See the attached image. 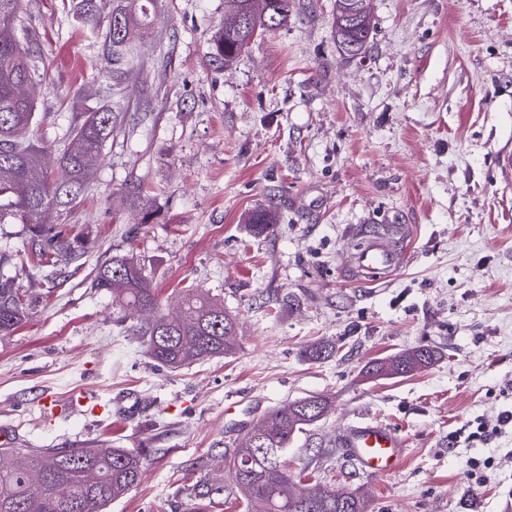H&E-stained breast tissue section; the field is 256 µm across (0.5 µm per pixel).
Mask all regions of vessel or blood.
<instances>
[{
	"mask_svg": "<svg viewBox=\"0 0 512 512\" xmlns=\"http://www.w3.org/2000/svg\"><path fill=\"white\" fill-rule=\"evenodd\" d=\"M405 264V255L395 240L385 234L368 236L352 254L348 270L363 283H376L393 276ZM354 463L363 471L384 476L396 471L404 457L405 444L387 426L362 422L348 427L343 434Z\"/></svg>",
	"mask_w": 512,
	"mask_h": 512,
	"instance_id": "obj_1",
	"label": "vessel or blood"
}]
</instances>
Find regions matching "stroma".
Returning a JSON list of instances; mask_svg holds the SVG:
<instances>
[{
  "label": "stroma",
  "instance_id": "stroma-1",
  "mask_svg": "<svg viewBox=\"0 0 512 512\" xmlns=\"http://www.w3.org/2000/svg\"><path fill=\"white\" fill-rule=\"evenodd\" d=\"M296 2L286 25L224 64L212 37L225 0H157L116 82L68 0H24L46 70L31 91L34 136L50 161L102 105L99 86L111 85L122 122L87 188L52 213L80 236V263L40 267L24 225L0 224V275L30 312L0 335V426L28 448L141 454V482L110 512H198L199 478L230 494L210 512H248L219 451L269 408L319 394L327 411L290 444V471L363 493L371 512H512V430L448 440L512 407V183L497 167L512 151V0H372L360 58L336 44L334 0ZM267 207L280 222L255 235L248 218ZM384 224L407 225L406 265L353 281L352 230ZM123 254L166 313L188 286L223 302L235 350L179 370L152 360L111 293L91 286ZM318 343L333 353L306 359ZM415 346L439 360L366 377ZM79 391L98 409H71ZM358 420L404 440L395 473L350 459L339 433ZM488 456L496 465L474 486L465 462Z\"/></svg>",
  "mask_w": 512,
  "mask_h": 512
}]
</instances>
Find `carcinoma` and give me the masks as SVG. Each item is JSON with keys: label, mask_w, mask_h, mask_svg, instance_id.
Returning <instances> with one entry per match:
<instances>
[{"label": "carcinoma", "mask_w": 512, "mask_h": 512, "mask_svg": "<svg viewBox=\"0 0 512 512\" xmlns=\"http://www.w3.org/2000/svg\"><path fill=\"white\" fill-rule=\"evenodd\" d=\"M154 0H127L112 6L101 17L97 0H78L74 9L82 21L100 33L108 46L110 63L132 59L135 38L150 20ZM239 21L224 25L213 40V57L224 64L233 61L253 36L273 31L288 22L295 0H226ZM354 0H335L333 25L340 46L366 52L372 24L350 20ZM24 27L23 0H0V223L26 225L41 241L43 256L77 262L82 257L76 239L50 223L52 211L64 204L62 189L44 168L46 150L34 144L30 133L35 105L21 97L19 88L34 84L41 73L32 63L29 42L20 36ZM117 117L112 110L90 113L76 127L60 159L67 183L81 188L100 160L105 141L112 135ZM275 214L254 212V234L274 231ZM92 287L112 293L123 318L150 312L153 317L135 327L146 353L157 363L181 369L194 362L223 356L235 348V319L224 305L191 289L181 301L180 315L168 318L159 312L152 280L127 255H116L101 265ZM27 317V309L10 279L0 280V333H8ZM437 360L432 348L415 347L384 362L368 366L366 374H407ZM327 400L311 395L268 411L258 430L250 431L233 450L220 457L234 471L237 484L246 486L251 512H369L362 494L342 497L334 490L313 491L288 472L284 453L296 434L321 419ZM11 460L0 466V512H108L142 476L141 455L126 448H9ZM196 497L212 507L222 504L224 486L202 482Z\"/></svg>", "instance_id": "obj_1"}]
</instances>
